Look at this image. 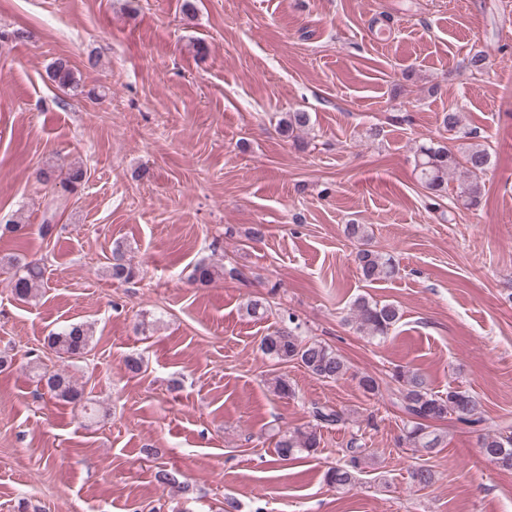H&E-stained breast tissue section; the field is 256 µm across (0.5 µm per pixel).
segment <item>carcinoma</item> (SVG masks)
Listing matches in <instances>:
<instances>
[{"mask_svg":"<svg viewBox=\"0 0 512 512\" xmlns=\"http://www.w3.org/2000/svg\"><path fill=\"white\" fill-rule=\"evenodd\" d=\"M48 78L61 88L76 84L74 70L64 59H57L48 70ZM310 125L307 112H290L280 121L282 134L295 138L294 132ZM491 163L486 149L474 145L454 152L448 146L437 143L419 146L415 168L423 186L440 197L448 186V175L456 170L466 174L461 200L468 208L481 203L484 184L481 175ZM361 275L368 281L388 280L398 275L399 268L387 255L371 249H361L355 255ZM15 268L12 277V293L20 299L36 295L44 283V269L38 261L21 263L10 261ZM108 271L112 279L129 283L136 278V271L126 251L117 245L112 249ZM242 272L231 267L226 269L208 263L196 264L189 279L193 283L208 285L221 278L237 280ZM357 329L371 339H385L401 319L400 309L393 303H381L365 296L355 298L351 309ZM300 325L294 315H288V325L274 329L261 339L260 349L279 364L296 362L314 378L325 382H337L344 378L349 366L344 357L331 347L316 341H309L299 335ZM92 328L84 323L73 324L60 332H51L44 338V345L50 353L62 361L85 358L91 350ZM38 381L54 399L77 408L87 418L94 416L84 391L63 369L35 366ZM391 380L396 383L392 389L394 404L406 415L402 440L416 451L432 454L443 442L442 436L432 429V423L448 417L475 426L482 422L480 403L467 390L448 389L446 394L432 391L419 371L400 367L394 371ZM314 423L292 434L283 435L276 443L279 459L287 461L299 454H312L320 445V429L338 425L344 421V413L326 406L312 407ZM480 454L489 462L503 468H512V432L485 433L480 437ZM364 450L351 446L345 450L343 459L327 469L324 479L336 490L350 489L356 485L361 469Z\"/></svg>","mask_w":512,"mask_h":512,"instance_id":"cac0c4a2","label":"carcinoma"}]
</instances>
